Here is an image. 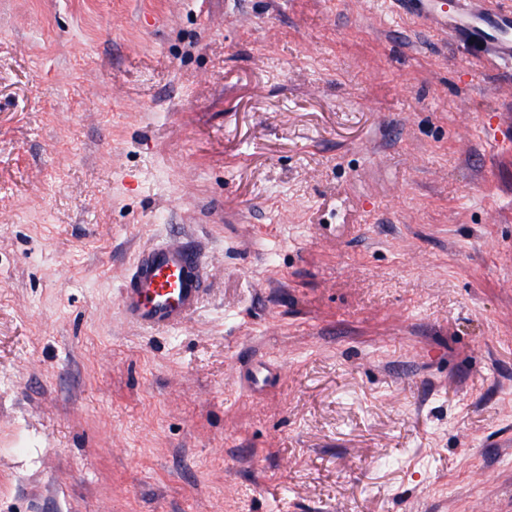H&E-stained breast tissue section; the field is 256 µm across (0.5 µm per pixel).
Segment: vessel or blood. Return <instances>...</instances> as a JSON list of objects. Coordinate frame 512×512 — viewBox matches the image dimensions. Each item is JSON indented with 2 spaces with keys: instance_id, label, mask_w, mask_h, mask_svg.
<instances>
[{
  "instance_id": "1",
  "label": "vessel or blood",
  "mask_w": 512,
  "mask_h": 512,
  "mask_svg": "<svg viewBox=\"0 0 512 512\" xmlns=\"http://www.w3.org/2000/svg\"><path fill=\"white\" fill-rule=\"evenodd\" d=\"M392 13L445 32L465 44H480L497 59L512 61V4L506 0H457L451 11L437 0H389ZM205 292L200 252L172 238L142 250L119 291L125 319L143 328L180 326Z\"/></svg>"
}]
</instances>
